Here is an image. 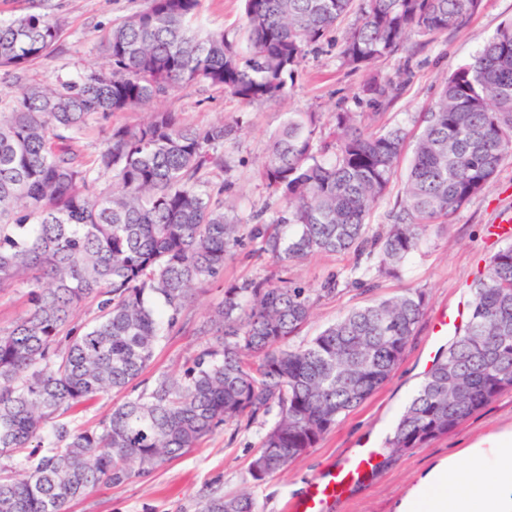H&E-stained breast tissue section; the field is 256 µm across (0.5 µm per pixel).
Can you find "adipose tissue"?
Returning a JSON list of instances; mask_svg holds the SVG:
<instances>
[{
    "label": "adipose tissue",
    "instance_id": "adipose-tissue-1",
    "mask_svg": "<svg viewBox=\"0 0 512 512\" xmlns=\"http://www.w3.org/2000/svg\"><path fill=\"white\" fill-rule=\"evenodd\" d=\"M391 512H512V424L435 459Z\"/></svg>",
    "mask_w": 512,
    "mask_h": 512
}]
</instances>
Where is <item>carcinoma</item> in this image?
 I'll use <instances>...</instances> for the list:
<instances>
[{"mask_svg": "<svg viewBox=\"0 0 512 512\" xmlns=\"http://www.w3.org/2000/svg\"><path fill=\"white\" fill-rule=\"evenodd\" d=\"M202 0H149L102 38L100 66L31 84L0 106V291L24 289L25 312L0 329V512H65L102 483L152 472L227 424L273 416L248 473L262 481L315 447L400 364L427 298L406 291L347 312L298 345L315 304L336 294L286 276L224 287L196 327L209 343L178 375H142L182 328L194 285L224 273L244 226L283 270L322 253L359 251L353 283L395 274L441 224L483 193L512 155V24L456 68L423 114L402 200L384 234L370 216L396 173L407 132L378 124L398 84L366 85L372 112H287L259 176L284 208L244 219L230 200L224 146L242 121L195 127L164 103L206 84L247 104L280 103L299 67L350 13L342 65L367 70L411 33L465 26L482 0H243L244 25L208 30ZM61 25L40 10L0 17V69L55 49ZM94 155L82 139L116 112ZM99 298L90 322L79 318ZM138 394L89 428L68 413L110 390ZM512 390V243L471 287L464 331L433 363L387 449L447 434ZM199 512H258L248 492L205 496Z\"/></svg>", "mask_w": 512, "mask_h": 512, "instance_id": "cac0c4a2", "label": "carcinoma"}]
</instances>
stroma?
Masks as SVG:
<instances>
[{
    "label": "stroma",
    "instance_id": "35a3bbf8",
    "mask_svg": "<svg viewBox=\"0 0 512 512\" xmlns=\"http://www.w3.org/2000/svg\"><path fill=\"white\" fill-rule=\"evenodd\" d=\"M147 0H51V16L63 35L49 54L31 63L19 76L0 70V101H9L20 88L66 78L98 61L101 36L116 22L145 8ZM512 23V0H483L467 25L442 34L412 33L406 50L374 63L369 70L352 71L341 63L343 39L350 22H342L319 52L303 62L294 92L276 105L246 104L220 89L194 85L173 95L171 111L194 126H207L222 119L243 118L245 128L235 145L229 146L232 168L226 175H213V182L233 183L240 216L270 205L265 185L258 177L271 133L288 112H320L331 116L337 107L366 111L365 85L374 79L398 82L400 88L381 117L387 124L406 128L410 140L400 156L397 174L385 200L375 210L371 224L384 231L389 213L402 196L403 176L413 156L412 142L420 128L422 112L428 110L447 74L471 60L504 25ZM512 210V157L506 158L494 182L473 198L447 223L432 225L420 250L395 276L375 278L367 292L349 283L357 264L354 252L323 254L290 264L292 281L317 287L328 273L340 278L334 296L322 299L301 337L315 335L348 311L375 298H391L408 290L425 292L427 314L416 329L405 356L388 381L363 405L347 415L323 440L294 462L288 470L253 483L249 463L270 419H257L251 426L229 424L207 438L200 447L172 459L147 475L134 476L120 484H102L73 500L67 512H198L203 495L212 488L234 495L249 491L260 512H288L299 487L351 455L353 449L370 445L381 449L405 405L418 390L435 358L446 351L451 339L440 335V322L458 303L469 302V286L484 270L488 258L506 242L495 222ZM270 258L257 243L245 242L232 249L221 278L196 285L189 317L202 321L209 309L224 298L227 284L259 278L274 272ZM208 342L191 328L169 337L158 349L150 366L154 372L180 373L184 364ZM512 423V391L504 393L447 435L412 448L381 464L376 471L353 485L334 504L331 512H389L394 499L416 473L433 459L468 437Z\"/></svg>",
    "mask_w": 512,
    "mask_h": 512
}]
</instances>
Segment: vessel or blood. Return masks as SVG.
<instances>
[{
  "label": "vessel or blood",
  "mask_w": 512,
  "mask_h": 512,
  "mask_svg": "<svg viewBox=\"0 0 512 512\" xmlns=\"http://www.w3.org/2000/svg\"><path fill=\"white\" fill-rule=\"evenodd\" d=\"M374 449L365 448L335 468L317 477L305 494L291 501L289 512H329L333 502L341 498L372 466Z\"/></svg>",
  "instance_id": "vessel-or-blood-1"
}]
</instances>
